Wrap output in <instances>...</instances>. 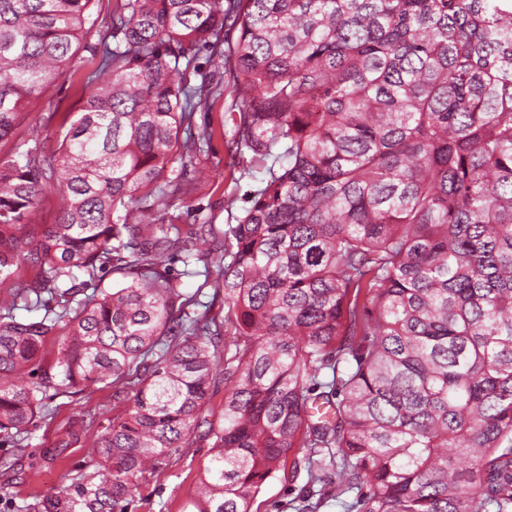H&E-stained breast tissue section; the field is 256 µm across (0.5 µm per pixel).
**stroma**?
<instances>
[{"label":"stroma","instance_id":"1","mask_svg":"<svg viewBox=\"0 0 512 512\" xmlns=\"http://www.w3.org/2000/svg\"><path fill=\"white\" fill-rule=\"evenodd\" d=\"M77 100L75 85L64 80L55 82L46 89L41 110L28 113L15 134L16 139H28L35 132L45 136L48 147H55L53 133L69 112L75 110ZM235 101L233 80L228 77L224 80L223 95L214 103L200 106L194 115L195 130L208 126L214 131L205 159L210 169L209 182L199 184L192 196L164 198L155 212L156 218L163 222L178 225L183 240L194 237L203 224L236 223L243 214L247 193L260 187L266 176L265 167L255 162L251 154L239 155L228 148V138L223 135L221 124ZM127 407V402L113 401L110 386L93 384L80 395L56 397L50 405V415L31 428L23 447L0 443V460L13 457L22 465L16 475L0 474V512H20L23 505L52 491L62 474L80 472L87 454L82 445L69 448L63 460L48 463L41 459L42 449L51 447L58 428L87 411L96 413V425L101 428L123 415ZM208 454V443L200 442L182 449L165 473L144 474L129 512H159L164 505L169 512H180ZM306 480V475H293L290 466H283L276 477L263 486L252 503V512H296L292 502Z\"/></svg>","mask_w":512,"mask_h":512}]
</instances>
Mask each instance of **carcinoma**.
<instances>
[{"mask_svg": "<svg viewBox=\"0 0 512 512\" xmlns=\"http://www.w3.org/2000/svg\"><path fill=\"white\" fill-rule=\"evenodd\" d=\"M99 2L0 0V144L59 77L80 92L55 150L0 158V437L91 384L130 401L43 449L90 442L32 512H126L198 441L191 512H251L291 453L309 512H512V0ZM226 55L232 144L272 165L238 223L185 248L204 267L187 296L162 270L177 226L150 215L206 177L193 116ZM106 270L123 287L84 295Z\"/></svg>", "mask_w": 512, "mask_h": 512, "instance_id": "cac0c4a2", "label": "carcinoma"}]
</instances>
